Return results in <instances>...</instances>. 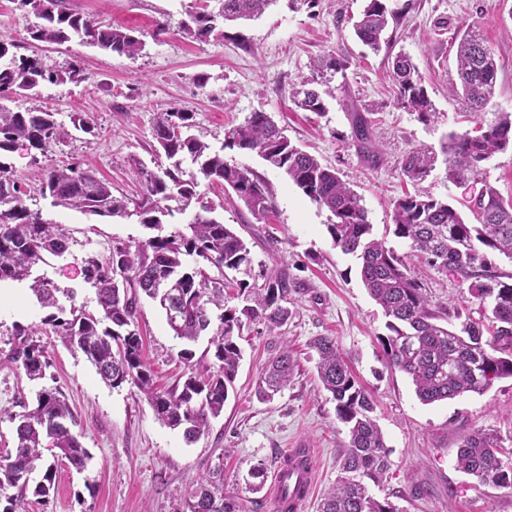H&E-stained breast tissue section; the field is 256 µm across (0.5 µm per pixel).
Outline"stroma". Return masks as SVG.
Instances as JSON below:
<instances>
[{
  "instance_id": "35a3bbf8",
  "label": "stroma",
  "mask_w": 512,
  "mask_h": 512,
  "mask_svg": "<svg viewBox=\"0 0 512 512\" xmlns=\"http://www.w3.org/2000/svg\"><path fill=\"white\" fill-rule=\"evenodd\" d=\"M66 2L100 21L136 29L145 41L135 58L76 40L36 42L26 32L35 16L19 10L14 0H0V32L17 40L20 54L39 55L57 69L73 63L85 74L81 82L39 88L35 99L9 101L13 110L37 105L53 112L66 137L47 156L34 157L21 147L0 159L25 183L26 205L67 234L68 253L48 257L43 270L60 287L75 289V306L97 308L95 293L84 281V258H107L112 242L138 241L147 231L134 216L101 218L52 206L39 192L44 172L78 160L111 182L114 195L136 197L140 184L132 168L139 161L154 169V118L172 108L194 113L195 135L215 149L222 148L225 125L264 109L293 144L336 168L362 196L375 234L402 254L409 250L407 243L387 236L386 229L393 200L407 189L399 161L412 149L436 154L435 169L423 187L456 207L466 222L474 220L467 203L483 185L512 201L511 148L484 163L481 180L463 183L448 181L443 152L450 133L475 132L497 113L512 112V0H398L400 9L377 52L364 46L352 28L366 0H319L312 9L277 0L261 17L225 27L223 37L205 41L181 31L188 13L203 0ZM467 27L483 38L498 63L496 95L475 118L451 93L459 83L454 38ZM400 52L412 58L438 113L430 124L395 105L396 88L388 72ZM329 53L343 57L347 68L329 81L327 112L319 116L295 108V90L317 76L313 60ZM357 111L375 115L373 134L383 153L378 166H367L344 142ZM77 113L89 117L90 132L74 128L71 119ZM224 156L265 182L272 211L258 220L221 187L203 184L199 192L214 203L216 217L248 243L254 264L288 270L298 279L291 320L272 332L260 323L244 330L239 341L243 358L224 411L189 445L180 431L156 418L136 386L106 385L81 352L54 335L40 338L50 362L44 383L29 381L6 363L16 329L37 327L44 312L28 282L1 284L0 458L14 450L12 414L33 404L43 384L63 391L73 429L91 454L83 471L61 464L49 503L31 500L29 512H186L188 494L217 465L224 469L225 496L237 499L242 512H274L272 474L291 448L312 451L316 481L302 512H318L321 498L336 483L348 442L335 404L317 377V355L310 344L319 336L335 337L354 376L377 403L390 467L374 496L389 498L400 512H512V491L480 484L456 465L461 437L474 431L496 433L512 450V379L496 381L481 395L422 404L410 379L382 357L378 338L386 333L385 318L361 282L357 260L334 247L327 232L329 212L257 155L225 150ZM410 265L433 305L453 303L479 318V302L455 270L441 273L416 259ZM135 324L155 385L173 387L184 372L177 358L181 343L162 310L141 298ZM284 346L296 360L294 376L272 401H260L255 381ZM259 463L266 475L255 493L249 473Z\"/></svg>"
}]
</instances>
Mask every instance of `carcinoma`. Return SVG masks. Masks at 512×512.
I'll use <instances>...</instances> for the list:
<instances>
[{
	"mask_svg": "<svg viewBox=\"0 0 512 512\" xmlns=\"http://www.w3.org/2000/svg\"><path fill=\"white\" fill-rule=\"evenodd\" d=\"M42 25L28 29L35 41L63 44L74 38L83 43L134 58L145 47L132 28L102 24L69 8L65 0H18ZM217 8L202 7L189 13L183 32L205 41L224 36L227 22L262 15L277 0H214ZM390 0H368L358 21L356 37L376 50L389 19L397 10ZM17 43L0 35V157L24 144L45 155L64 142L65 132L54 113L38 107L13 111L2 100L33 97L44 83L84 80L76 64L64 70L46 67L37 55L14 52ZM347 61L328 54L314 69L319 74L345 70ZM498 65L491 49L474 31H466L457 47V73L462 100L468 111L480 114L493 100ZM392 81L397 88L395 104L429 124L437 112L411 58L398 54L392 62ZM296 107L309 112L327 111L325 99L315 90L301 88L294 94ZM372 120L354 113L350 135L345 137L371 167L382 160L373 139ZM194 113L170 110L155 118L153 138L168 166L152 171L136 165L141 193L132 200L112 193V185L78 162L51 167L40 192L56 206L100 217L136 215L154 235L135 243L117 242L109 258L83 260L84 280L94 289L98 309L66 308L60 297L73 299V291L58 287L43 273L33 270L46 263V256L61 257L69 243L59 226L44 220L24 204L26 191L6 163L0 161V283L32 279L30 290L45 315L41 325L70 347L79 350L111 387L132 383L148 398L156 416L172 429H180L186 442L204 435L211 419L221 415L229 388L234 383L242 351L237 342L248 323L258 322L269 331L287 324L289 304L297 292L296 281L284 269L259 265L254 271L250 250L230 226L212 216L214 209L200 206L186 230L163 233L164 203L178 200L188 206L197 196L199 180L234 192L258 219L272 208L265 185L246 167L224 158V151L254 153L283 173L305 196L331 214L327 231L333 245L360 260V277L370 296L381 307L388 334L378 337L386 364L407 375L415 393L425 404L453 399L464 393H485L496 380L512 378V274H497L482 248L496 250L512 260V201L484 186L468 208L478 223L469 224L448 202L427 192L406 194L393 202L392 234L408 243L413 256L444 271L457 270L468 283L471 295L485 306V321L462 320V312L450 304L434 309L426 289L412 275L407 256L400 255L383 238L373 235V224L362 197L347 186L336 169L294 145L271 116L256 109L240 123L224 128L222 150L213 151L192 134ZM512 145V113L480 127V134L450 135L446 146V177L453 182L477 180L482 164ZM435 156L424 148L406 153L399 161L402 176L418 185L435 170ZM204 260L216 268L210 276L198 265ZM244 273L237 279L229 274ZM236 294L224 292V281ZM158 302L173 335L184 343L178 358L187 366L183 383L171 390L155 387L143 342L135 330L139 294ZM242 298L239 307L233 300ZM445 320L440 324L439 320ZM462 320L461 328L453 321ZM210 334L216 371L193 370L191 344ZM13 349L10 360L28 380L45 379L49 361L44 345L26 338L27 330ZM317 370L323 389L335 402L336 418L348 430L349 441L340 463L336 485L326 494L320 512H400L389 500L370 492L388 469V452L374 416L375 402L358 383L336 340L322 336L314 341ZM294 361L283 346L268 363L257 392L271 399L288 386ZM16 415L14 453L0 460V490L15 493L4 497L0 512H27L29 496L49 502L59 461L77 470L85 469L90 453L73 432L74 417L61 395L43 386L33 407L23 406ZM498 435L472 432L460 440L457 465L480 483L512 490V460L502 451ZM41 473L33 481L32 474ZM188 512H240L237 500L224 496L214 481L202 483L186 500Z\"/></svg>",
	"mask_w": 512,
	"mask_h": 512,
	"instance_id": "1",
	"label": "carcinoma"
}]
</instances>
